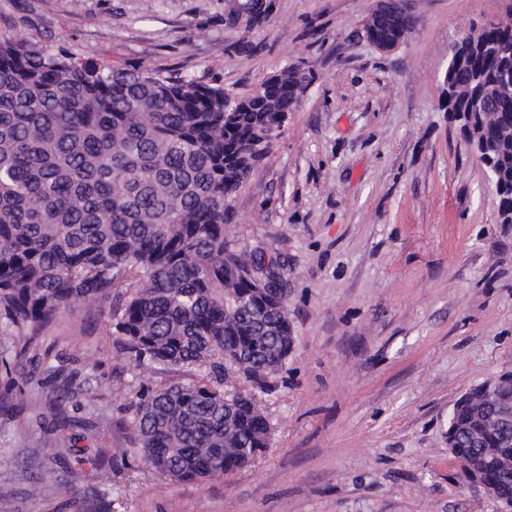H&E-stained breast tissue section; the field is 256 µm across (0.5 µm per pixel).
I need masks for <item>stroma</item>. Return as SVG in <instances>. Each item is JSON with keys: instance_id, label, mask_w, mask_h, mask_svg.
Instances as JSON below:
<instances>
[{"instance_id": "obj_1", "label": "stroma", "mask_w": 512, "mask_h": 512, "mask_svg": "<svg viewBox=\"0 0 512 512\" xmlns=\"http://www.w3.org/2000/svg\"><path fill=\"white\" fill-rule=\"evenodd\" d=\"M0 0V34L123 68L144 63L247 96L299 69L284 129L224 230L288 262L294 346L259 403L272 433L227 478L179 482L133 446L136 394L209 365L133 370L112 310L73 305L31 344L0 334V512H498L459 486L455 400L512 370V224L445 109L448 50L512 22V0H413L384 52L378 0ZM383 5L378 8L370 16L366 26V37L376 48L381 51H390L396 48L403 38L406 31L415 23L414 16L409 11L406 3L407 1L388 0L381 1ZM408 17V20L398 19L399 36L398 35H379L380 29L392 26L397 31L396 15Z\"/></svg>"}]
</instances>
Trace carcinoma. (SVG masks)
<instances>
[{"mask_svg":"<svg viewBox=\"0 0 512 512\" xmlns=\"http://www.w3.org/2000/svg\"><path fill=\"white\" fill-rule=\"evenodd\" d=\"M512 24L483 27L448 70L449 116L494 146L512 210V96L487 88L512 71ZM294 71L269 98L231 100L224 86L147 65L112 68L17 33L0 35V325L23 344L72 304L123 299L113 335L132 367L207 363L211 383H172L132 402L137 453L182 482L233 473L268 445L256 392L269 391L294 336L280 261L224 234L230 199L260 160L248 146L291 107ZM254 392L224 405V366ZM488 396L449 420L458 477L512 494V439Z\"/></svg>","mask_w":512,"mask_h":512,"instance_id":"carcinoma-1","label":"carcinoma"}]
</instances>
